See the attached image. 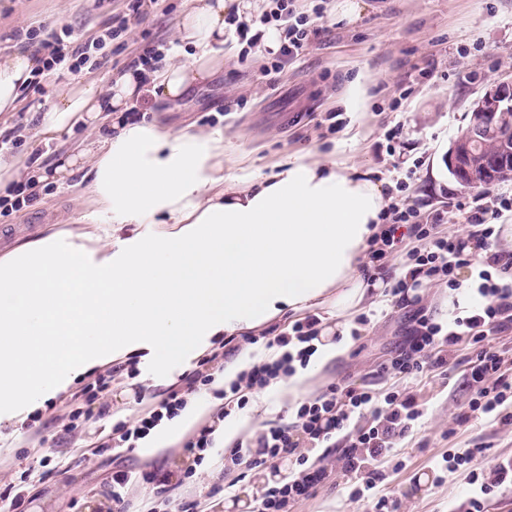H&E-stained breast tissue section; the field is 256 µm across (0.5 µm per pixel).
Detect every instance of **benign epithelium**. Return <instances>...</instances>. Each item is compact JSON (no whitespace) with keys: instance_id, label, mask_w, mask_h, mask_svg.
Segmentation results:
<instances>
[{"instance_id":"benign-epithelium-1","label":"benign epithelium","mask_w":512,"mask_h":512,"mask_svg":"<svg viewBox=\"0 0 512 512\" xmlns=\"http://www.w3.org/2000/svg\"><path fill=\"white\" fill-rule=\"evenodd\" d=\"M467 117L448 146L449 175L464 190L512 177V79L490 84Z\"/></svg>"}]
</instances>
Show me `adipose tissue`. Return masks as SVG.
Here are the masks:
<instances>
[{
	"mask_svg": "<svg viewBox=\"0 0 512 512\" xmlns=\"http://www.w3.org/2000/svg\"><path fill=\"white\" fill-rule=\"evenodd\" d=\"M227 0H189L177 35L191 55L129 70L106 88L65 85L39 134L81 125L114 135L81 154L90 181L80 201L108 213L0 256V422L22 423L72 376L150 346L158 368L203 342L246 333L282 315L334 319L320 363L353 343L347 319L374 304L382 280L364 277L381 233L383 181L357 167L300 154L267 176L224 172L219 130L174 132L128 114L145 95L179 100L224 65ZM37 66L27 52L0 56V112L17 108ZM127 224H148L128 237Z\"/></svg>",
	"mask_w": 512,
	"mask_h": 512,
	"instance_id": "obj_1",
	"label": "adipose tissue"
}]
</instances>
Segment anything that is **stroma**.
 Segmentation results:
<instances>
[{
  "instance_id": "obj_1",
  "label": "stroma",
  "mask_w": 512,
  "mask_h": 512,
  "mask_svg": "<svg viewBox=\"0 0 512 512\" xmlns=\"http://www.w3.org/2000/svg\"><path fill=\"white\" fill-rule=\"evenodd\" d=\"M322 5L323 30L304 53L282 69H273L274 55L264 47L242 53L234 31L224 33V66L212 80L187 98L157 103L142 98L135 106L143 121H161L171 131L187 128L219 129L228 156L242 157L229 167L232 175L270 174L280 162L299 150L317 158L372 170L393 185L400 172L412 176L393 199L416 205L423 213L442 211L444 233H463L457 210L468 199L447 172L450 141L465 126L473 100L490 83L512 72V0H365L360 18L337 19L336 0H295L297 12L311 13ZM121 0H0V54L32 51V44L14 40L16 29L41 28L55 33L71 30L80 36L102 30ZM185 0H158L132 27L126 50L106 44L108 61L96 69L65 70L42 80L43 92H29L13 112L0 113V132L14 133L15 144L0 146L27 166L54 169L62 161L90 149L84 128L49 139L35 136L40 112L52 100L59 84L98 85L117 79L127 70L130 56L147 42L176 46L177 24ZM366 80L368 99L362 111L349 112L345 101L357 80ZM338 114L330 124L329 114ZM400 126L399 137L386 141L385 133ZM84 170L67 175L64 186L49 185L28 207L0 214V228L15 229L12 245L34 241L47 227H73L89 218L88 206L76 205L73 187ZM369 325L360 340L343 356L331 360L316 376L318 388L329 383L355 387L370 384L385 392H412L423 406L421 421L394 451L376 465L384 485L400 502L399 512H468L469 501L482 498L484 512H512V481L490 495H482L476 473L499 461L512 460V424L469 417L473 395L466 380L472 347L463 345L442 368H428L415 378L379 375L402 338L406 312L387 298L367 308ZM195 358L172 362L157 371L149 357L138 360L137 377L127 372L113 376L104 397L109 417L90 416L70 429L68 413L86 408L84 387L95 378L87 373L68 382L35 411L32 426H0V512L9 504L2 495L15 485L28 489L23 512H109L102 485L116 465L138 471L170 472L177 488L158 496L156 487L140 484L130 492L135 512H148L160 502L161 512H182L187 501L214 505V512H242L227 508L230 497L244 489L266 491L265 467L225 470L220 455L202 465L174 443L162 453L146 456L126 452L114 462L106 445L112 427L120 421L144 417L146 405L134 399V388L152 396L179 383ZM466 448L478 449L477 458L448 468L445 458ZM326 457L332 473L309 498L290 512H369L365 502L350 500L353 483L335 456L313 448L309 459Z\"/></svg>"
}]
</instances>
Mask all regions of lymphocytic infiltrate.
Wrapping results in <instances>:
<instances>
[{
	"mask_svg": "<svg viewBox=\"0 0 512 512\" xmlns=\"http://www.w3.org/2000/svg\"><path fill=\"white\" fill-rule=\"evenodd\" d=\"M268 13L257 19H246L228 14L225 22L233 26L239 40L248 47L259 46L264 29L276 26L281 32L277 61L298 57L319 34V20L323 18L322 6H315L312 15H294L292 0H271ZM146 0H129L124 13L113 15L103 34L72 41L53 35L46 39L38 29H21L15 39L38 44L41 52L40 65L29 86L40 90L44 74L65 70L77 73L85 66L100 67L96 52L105 40L124 41L132 22L138 19ZM459 210L468 227L466 234L447 235L440 226L442 213H432L429 220H422L420 211L409 204H388L381 219L386 226L378 241L368 249L369 266L383 270L388 257L404 253L410 269L392 289L393 296L406 299L409 288L427 279L457 287V272L474 268L480 279L479 299L464 314L454 315L448 323L438 322L425 310H417L407 339L398 354L381 365L384 374L405 377L423 373L426 367L447 364L449 355L462 344L479 345L476 359L470 362L467 381L473 391L469 402L472 412L487 418H497L499 408L512 397V377L502 370L500 353L489 344L492 336L512 329V282L502 281L506 272V255L495 248L497 232L495 220L503 213L512 212V197L499 189L488 187L463 202ZM409 226L417 241L411 249H404L403 239L397 231ZM323 325L313 314L297 319L278 334L261 333L249 337V344L278 347L280 356L273 361H260L238 374L231 382H223L224 364L219 355L197 362L195 368L184 374L182 384L170 387L154 396L147 417L136 424L124 422L112 427V452L121 456L134 450L139 441L163 421L179 416L197 395L212 392L220 399L217 421L225 420L234 412L244 409L249 396L256 391L271 387L278 380L291 376L297 368L308 367L316 351ZM370 416L368 428H352L354 418ZM423 411L414 395L391 391L385 394L368 387H352L330 383L316 397L299 402L292 424L271 426L257 432L254 450L244 449L242 442H235L224 453L225 462L254 468L275 465L284 456L295 457L297 473L289 475L270 487L258 512H289L290 507L310 497L329 477L325 466L309 463L300 453L301 442L314 448L340 447L338 457L344 472L355 476L356 481L349 497L354 501L372 503L374 512H391L397 505L390 493L379 488L380 477L367 468L370 461L390 453L398 438L404 437L422 418ZM344 437V444H337V437Z\"/></svg>",
	"mask_w": 512,
	"mask_h": 512,
	"instance_id": "f902f5d3",
	"label": "lymphocytic infiltrate"
}]
</instances>
